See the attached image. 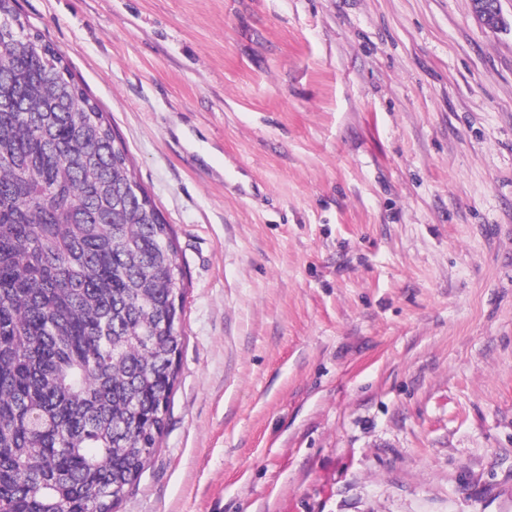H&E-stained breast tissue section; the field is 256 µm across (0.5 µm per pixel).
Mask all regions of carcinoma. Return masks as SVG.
Returning <instances> with one entry per match:
<instances>
[{"mask_svg": "<svg viewBox=\"0 0 512 512\" xmlns=\"http://www.w3.org/2000/svg\"><path fill=\"white\" fill-rule=\"evenodd\" d=\"M185 280L112 123L0 0V512H117L167 426Z\"/></svg>", "mask_w": 512, "mask_h": 512, "instance_id": "obj_1", "label": "carcinoma"}]
</instances>
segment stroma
<instances>
[{
    "instance_id": "1",
    "label": "stroma",
    "mask_w": 512,
    "mask_h": 512,
    "mask_svg": "<svg viewBox=\"0 0 512 512\" xmlns=\"http://www.w3.org/2000/svg\"><path fill=\"white\" fill-rule=\"evenodd\" d=\"M178 242L119 512H512V0H18ZM501 0H471L477 19L489 28H499L506 22L502 15Z\"/></svg>"
}]
</instances>
